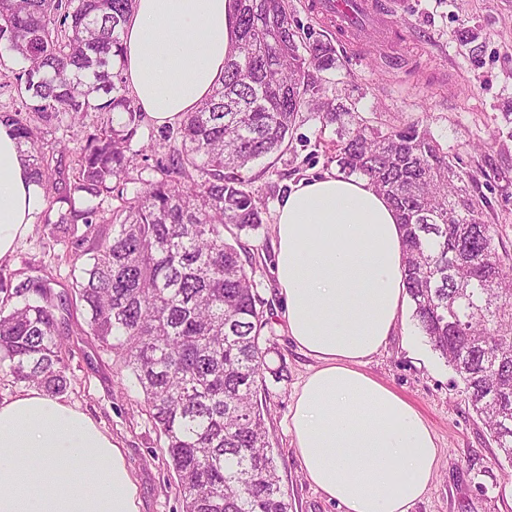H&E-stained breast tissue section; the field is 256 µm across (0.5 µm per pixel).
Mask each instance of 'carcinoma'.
Returning a JSON list of instances; mask_svg holds the SVG:
<instances>
[{
  "instance_id": "obj_1",
  "label": "carcinoma",
  "mask_w": 512,
  "mask_h": 512,
  "mask_svg": "<svg viewBox=\"0 0 512 512\" xmlns=\"http://www.w3.org/2000/svg\"><path fill=\"white\" fill-rule=\"evenodd\" d=\"M133 0H0V60L15 73L21 107L0 112L57 218L49 235L68 240L71 301L83 334L119 356L140 386L165 445L183 512H288L258 395L268 368L264 302L241 249L224 238L262 224L242 171L278 152L332 47L302 44L288 0H236L237 40L224 85L179 128V143L156 160L159 177L131 198V144L145 113L120 67V34ZM109 115L86 138L77 167L56 164L44 135L67 114ZM336 166L368 178L396 209L404 275L419 333L453 367L468 401L512 460V256L499 253L488 201L425 128L382 130L367 120L344 130ZM119 205L106 211L103 199ZM85 230L78 232V225ZM21 302L0 309V365L14 380L51 395L70 380L51 278L0 291Z\"/></svg>"
}]
</instances>
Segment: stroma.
I'll use <instances>...</instances> for the list:
<instances>
[{"instance_id":"obj_1","label":"stroma","mask_w":512,"mask_h":512,"mask_svg":"<svg viewBox=\"0 0 512 512\" xmlns=\"http://www.w3.org/2000/svg\"><path fill=\"white\" fill-rule=\"evenodd\" d=\"M310 0H291L303 29L326 35L334 66L320 74L322 100L344 105L378 126L416 123L427 128L472 175L490 205L488 219L512 253V0H378L394 21L398 51L377 33L349 45L330 20L313 14ZM178 129L144 121L131 144L137 151L128 193L155 179V161L175 144ZM338 127L314 111L299 115L282 149L246 170L249 188L263 204L258 229L240 242L252 259V278L264 301L267 325L266 425L291 512H338L303 476L288 431L289 405L310 359L290 342L281 319L284 301L275 284L273 224L279 202L300 178L334 172L330 158ZM70 246L53 241L43 222L0 262V276L19 282L50 276L58 295L72 292ZM65 400L88 415L121 449L136 485L139 512H182L164 437L147 412L131 372L90 336L64 339ZM282 376H275V369ZM369 373L407 399L434 431L442 450L428 492L413 512H512V465L501 457L481 419L468 404L450 366L405 319L367 366Z\"/></svg>"}]
</instances>
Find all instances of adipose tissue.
Wrapping results in <instances>:
<instances>
[{
  "label": "adipose tissue",
  "instance_id": "obj_1",
  "mask_svg": "<svg viewBox=\"0 0 512 512\" xmlns=\"http://www.w3.org/2000/svg\"><path fill=\"white\" fill-rule=\"evenodd\" d=\"M233 0H136L122 74L155 125H175L224 81ZM45 207L11 127L0 123V261ZM276 281L289 338L313 366L289 411L304 476L339 512H412L438 468L418 410L366 370L403 322V232L363 177L293 184L277 208ZM0 512H138L117 443L85 413L38 389L0 402Z\"/></svg>",
  "mask_w": 512,
  "mask_h": 512
}]
</instances>
